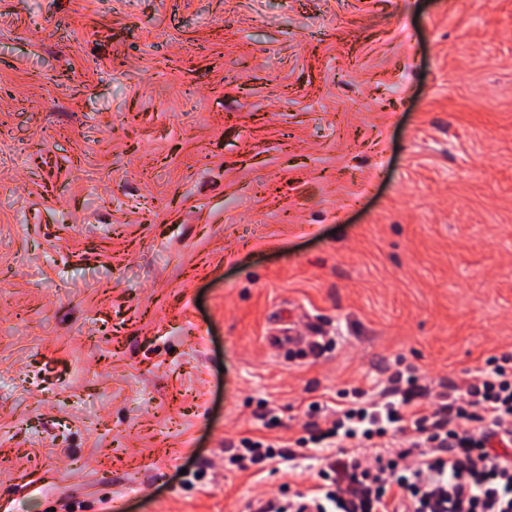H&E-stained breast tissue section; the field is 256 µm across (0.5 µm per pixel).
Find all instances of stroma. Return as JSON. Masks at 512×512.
<instances>
[{"label":"stroma","mask_w":512,"mask_h":512,"mask_svg":"<svg viewBox=\"0 0 512 512\" xmlns=\"http://www.w3.org/2000/svg\"><path fill=\"white\" fill-rule=\"evenodd\" d=\"M505 354L512 0H0V503H284ZM242 447L244 452L234 454L230 458L231 464L242 470L248 469L246 461L252 465L265 467L274 462L287 460L286 455L279 449L281 446L270 441L246 439L242 441Z\"/></svg>","instance_id":"stroma-1"}]
</instances>
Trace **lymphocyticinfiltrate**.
I'll return each instance as SVG.
<instances>
[{
	"instance_id": "lymphocytic-infiltrate-1",
	"label": "lymphocytic infiltrate",
	"mask_w": 512,
	"mask_h": 512,
	"mask_svg": "<svg viewBox=\"0 0 512 512\" xmlns=\"http://www.w3.org/2000/svg\"><path fill=\"white\" fill-rule=\"evenodd\" d=\"M394 398L350 407L309 443L327 452L324 483L294 494L289 512H512V357L437 400L393 387ZM396 428L399 448L366 459L358 445Z\"/></svg>"
}]
</instances>
